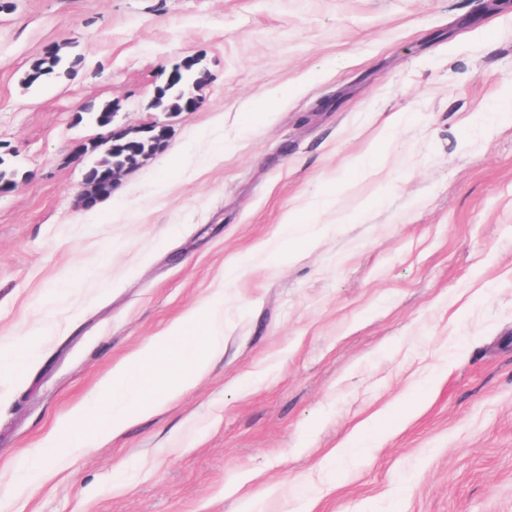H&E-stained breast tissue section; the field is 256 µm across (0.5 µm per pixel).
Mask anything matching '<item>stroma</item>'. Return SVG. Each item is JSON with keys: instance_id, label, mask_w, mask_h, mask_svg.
<instances>
[{"instance_id": "obj_1", "label": "stroma", "mask_w": 512, "mask_h": 512, "mask_svg": "<svg viewBox=\"0 0 512 512\" xmlns=\"http://www.w3.org/2000/svg\"><path fill=\"white\" fill-rule=\"evenodd\" d=\"M49 45L80 64L26 87ZM188 56L207 84L164 115ZM88 104L169 136L84 210ZM0 157V339L30 353L0 369V512H512V0H13ZM292 212L313 245L280 261ZM217 293L194 388L22 481Z\"/></svg>"}]
</instances>
